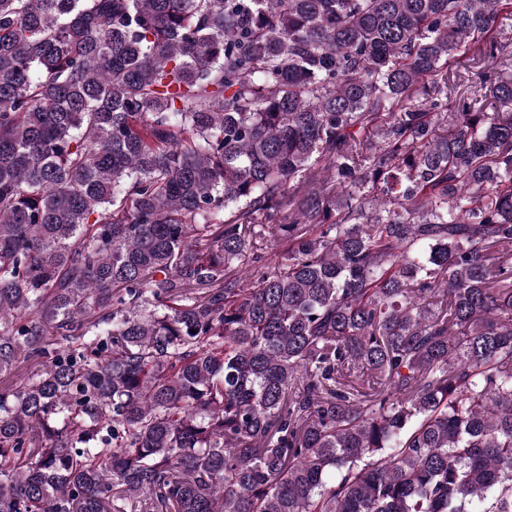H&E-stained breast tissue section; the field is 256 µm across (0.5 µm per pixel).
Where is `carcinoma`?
I'll return each mask as SVG.
<instances>
[{"label": "carcinoma", "instance_id": "obj_1", "mask_svg": "<svg viewBox=\"0 0 512 512\" xmlns=\"http://www.w3.org/2000/svg\"><path fill=\"white\" fill-rule=\"evenodd\" d=\"M505 19L0 0V512H512ZM460 62V63H459ZM468 62L465 58L459 60H455L452 65L448 69V73H450V82H448V100L455 99L462 91L466 90V86L468 85L469 79L471 80L472 74L471 69L469 67ZM455 72L454 78H451V73Z\"/></svg>", "mask_w": 512, "mask_h": 512}]
</instances>
